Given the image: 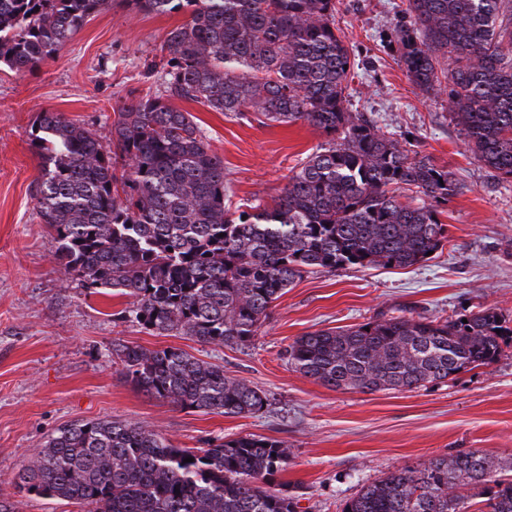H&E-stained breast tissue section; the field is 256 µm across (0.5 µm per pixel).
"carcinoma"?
<instances>
[{
    "instance_id": "1",
    "label": "carcinoma",
    "mask_w": 512,
    "mask_h": 512,
    "mask_svg": "<svg viewBox=\"0 0 512 512\" xmlns=\"http://www.w3.org/2000/svg\"><path fill=\"white\" fill-rule=\"evenodd\" d=\"M188 20L161 45L167 92L215 112L305 121L326 136L272 203L230 213L224 162L193 116L161 95L122 107L112 142L59 112L37 115L36 208L64 279L130 299L125 317L205 344L250 341L272 304L305 274L408 268L448 239L439 205L453 171L349 108L351 53L339 0H122ZM112 0H0V64L31 71ZM395 30L407 76L440 85L450 57L449 114L481 164L512 179V0H407ZM415 188L417 202L398 191ZM512 329L493 308L444 321L391 316L297 337L289 365L332 389L411 390L501 354ZM112 362L144 394L182 410L255 414L266 394L224 367L167 347L115 341ZM194 461L188 462L186 458ZM288 446L241 436L180 448L145 426L89 420L52 435L15 477L20 489L88 512H295L268 487ZM512 462L479 450L435 457L366 486L343 512H512Z\"/></svg>"
}]
</instances>
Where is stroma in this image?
<instances>
[{"label":"stroma","mask_w":512,"mask_h":512,"mask_svg":"<svg viewBox=\"0 0 512 512\" xmlns=\"http://www.w3.org/2000/svg\"><path fill=\"white\" fill-rule=\"evenodd\" d=\"M403 0H341L336 24L351 50V108L387 136L452 170L461 191L442 208L448 239L406 269L349 267L304 275L240 346L204 345L145 331L124 319L125 296L66 284L56 243L41 223L40 163L31 133L38 112H60L112 139L120 107L164 94L160 47L184 14L135 13L113 0L32 72L0 64V495L18 512H83L18 490L15 474L60 427L80 420L140 424L183 448L217 437L284 441L288 461L270 478L296 512H342L347 500L429 459L480 450L512 461V336L492 364L411 391L333 390L294 371L284 355L298 336L404 315L454 318L493 307L512 328V181L492 177L448 115V90L425 93L399 63L394 30ZM211 150L224 161L231 207L267 203L324 142L306 122L264 124L189 100ZM177 347L264 391L259 413L182 410L126 381L115 340Z\"/></svg>","instance_id":"obj_1"}]
</instances>
